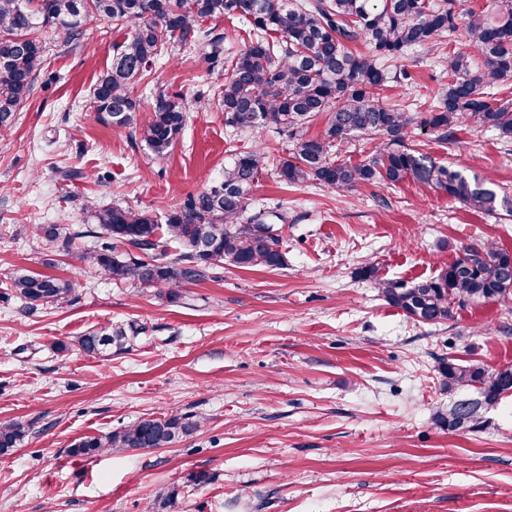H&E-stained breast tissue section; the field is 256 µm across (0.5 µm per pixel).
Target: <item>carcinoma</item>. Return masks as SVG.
Segmentation results:
<instances>
[{
  "label": "carcinoma",
  "instance_id": "cac0c4a2",
  "mask_svg": "<svg viewBox=\"0 0 512 512\" xmlns=\"http://www.w3.org/2000/svg\"><path fill=\"white\" fill-rule=\"evenodd\" d=\"M495 3L493 10L459 11L460 0H0V130L12 125L33 90L46 51L36 33L44 28L70 42L81 37L90 16L132 26L130 36L115 44L112 69L99 78L92 94L101 119L127 127L139 111L129 85L176 49L209 47L211 54L219 53L225 36L201 23L227 17L248 23L249 29L247 42L224 54V87L218 90L224 123L238 130L288 132L294 151L274 164L280 183L313 182L348 191L412 179L472 210L512 213V198L498 195L491 180L439 165L408 144L414 129L446 143L454 128L468 120L512 140V102L497 98L512 82V0ZM458 38L467 49H448ZM356 42L366 51L352 52ZM411 51L438 53L448 85L430 102H383L379 95L386 83L411 79L399 67ZM323 113V134L308 136V123ZM185 123V105L160 94L142 138L163 155ZM355 135L380 137L360 163L334 153ZM266 161L259 147L235 153L219 181L188 195L162 218L114 205L92 212L95 228L72 231L40 224L35 232L63 249L76 239H94L82 254L84 261L114 281L133 280L146 288L197 281L225 264L280 269L287 263L280 236L268 233L263 214L245 216L250 189ZM165 239L183 247L172 261L164 260L160 250ZM359 274L374 282L389 305L427 325L450 319L456 305L512 296V252L484 243L464 246L436 276L409 284L381 277L373 263ZM11 287L31 304L62 305L72 300L76 284L20 270ZM127 337L125 327L111 324L83 334L76 343L94 356L112 346L122 348ZM438 375L450 402L437 412L436 422L450 433L482 428L484 413L512 397V371L450 358L440 362ZM196 427L184 416L144 417L108 435L82 437L71 453L92 458L108 448H165ZM28 432L21 422H0V456L11 453Z\"/></svg>",
  "mask_w": 512,
  "mask_h": 512
}]
</instances>
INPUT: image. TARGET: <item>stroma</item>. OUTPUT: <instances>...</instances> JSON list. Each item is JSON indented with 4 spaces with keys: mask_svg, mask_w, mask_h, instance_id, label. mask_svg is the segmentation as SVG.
I'll list each match as a JSON object with an SVG mask.
<instances>
[{
    "mask_svg": "<svg viewBox=\"0 0 512 512\" xmlns=\"http://www.w3.org/2000/svg\"><path fill=\"white\" fill-rule=\"evenodd\" d=\"M82 38L39 31L46 46L30 97L0 130V421L33 422L25 442L0 457V512H512V397L486 426L451 433L434 420L447 408L441 358L512 365V299L467 304L423 325L390 306L358 275L435 276L471 242L512 251V217L474 211L408 180L337 192L286 186L262 170L250 211L275 222L281 269H214L175 281L179 300L107 279L70 249L31 232L35 224L91 225L92 207L166 210L221 178L241 149L272 158L293 147L272 128L224 124L215 93L224 70L198 53L156 61L130 86L136 126L103 122L92 90L125 31L88 19ZM410 86L385 100L432 97L447 83L436 54L410 53ZM180 96L182 135L164 155L141 138L158 95ZM411 145L512 196V143L463 122L445 143L413 131ZM20 269L76 283L63 306L29 310L10 286ZM136 328L123 349L87 356L75 340L108 324ZM197 421L167 448L71 455L86 435L150 416ZM206 482H195L196 473Z\"/></svg>",
    "mask_w": 512,
    "mask_h": 512,
    "instance_id": "obj_1",
    "label": "stroma"
}]
</instances>
